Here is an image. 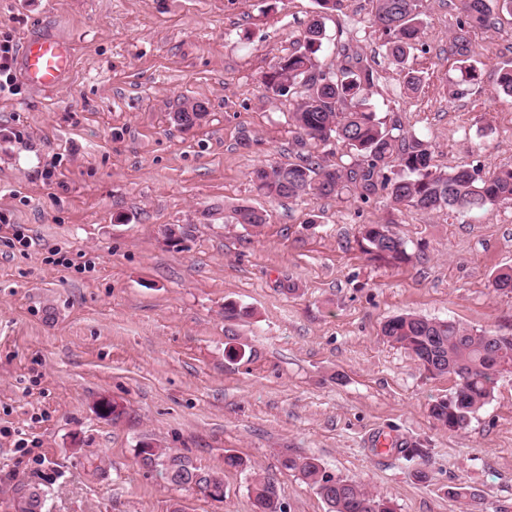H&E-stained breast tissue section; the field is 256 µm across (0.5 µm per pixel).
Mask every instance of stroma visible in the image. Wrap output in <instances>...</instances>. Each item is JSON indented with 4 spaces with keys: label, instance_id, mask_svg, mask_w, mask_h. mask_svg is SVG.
I'll return each instance as SVG.
<instances>
[{
    "label": "stroma",
    "instance_id": "35a3bbf8",
    "mask_svg": "<svg viewBox=\"0 0 512 512\" xmlns=\"http://www.w3.org/2000/svg\"><path fill=\"white\" fill-rule=\"evenodd\" d=\"M424 48L405 94L370 0H344L326 22L355 33L377 73L380 111L427 138L434 162L489 175L512 167V97L494 94L512 62V16L500 14L478 58L483 93L455 98L448 53L453 0H427ZM316 0H0V41L50 31L74 67L60 88L19 82L0 93V218L33 240L0 244V512L34 485L44 512H252V476L275 478L286 512H327L283 455L314 456L395 512H512V373L462 431L430 404L456 385L429 376L382 336L412 312L512 333V204L428 214L385 201L259 195L262 165L293 157L286 122L297 95L267 97L261 79L297 46ZM199 102L186 130L173 112ZM264 210L260 230L232 208ZM366 224H386L410 262L370 260ZM71 268L52 264L55 252ZM254 311L224 317L225 301ZM248 343L252 360L224 347ZM117 402L118 420L95 403ZM386 436L422 449L402 458ZM224 477V499L142 468V439ZM247 461L224 466L225 452Z\"/></svg>",
    "mask_w": 512,
    "mask_h": 512
}]
</instances>
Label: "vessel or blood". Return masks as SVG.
Masks as SVG:
<instances>
[{
  "label": "vessel or blood",
  "instance_id": "vessel-or-blood-1",
  "mask_svg": "<svg viewBox=\"0 0 512 512\" xmlns=\"http://www.w3.org/2000/svg\"><path fill=\"white\" fill-rule=\"evenodd\" d=\"M71 44L51 33L26 40L20 52L24 80L35 88H54L63 84L72 64Z\"/></svg>",
  "mask_w": 512,
  "mask_h": 512
}]
</instances>
